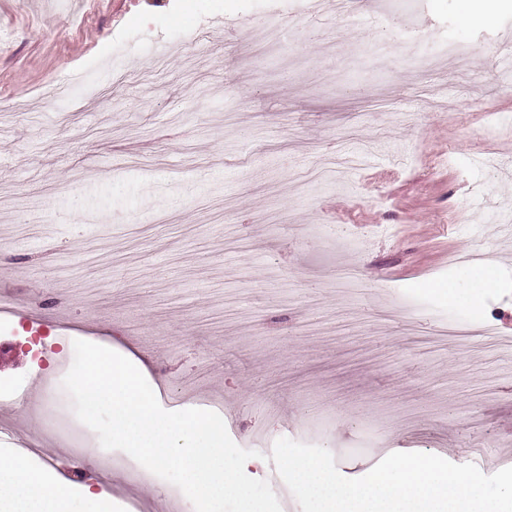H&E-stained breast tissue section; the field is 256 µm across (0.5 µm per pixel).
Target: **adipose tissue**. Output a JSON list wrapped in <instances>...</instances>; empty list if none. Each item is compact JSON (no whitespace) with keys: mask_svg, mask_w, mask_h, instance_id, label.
I'll return each instance as SVG.
<instances>
[{"mask_svg":"<svg viewBox=\"0 0 512 512\" xmlns=\"http://www.w3.org/2000/svg\"><path fill=\"white\" fill-rule=\"evenodd\" d=\"M51 485L47 472L22 458L0 456V512H69L67 495Z\"/></svg>","mask_w":512,"mask_h":512,"instance_id":"ef3b65f1","label":"adipose tissue"}]
</instances>
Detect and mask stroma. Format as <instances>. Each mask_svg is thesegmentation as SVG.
Here are the masks:
<instances>
[{
  "instance_id": "obj_1",
  "label": "stroma",
  "mask_w": 512,
  "mask_h": 512,
  "mask_svg": "<svg viewBox=\"0 0 512 512\" xmlns=\"http://www.w3.org/2000/svg\"><path fill=\"white\" fill-rule=\"evenodd\" d=\"M462 2L408 0L414 42L388 0L353 26L337 0H0V300L32 316L0 317V392L44 383L0 399V455L52 472L71 512L86 485L114 512H195L76 418L84 340L138 359L164 409L218 413L255 479L283 437L347 478L393 448L498 471L512 0L477 25Z\"/></svg>"
}]
</instances>
